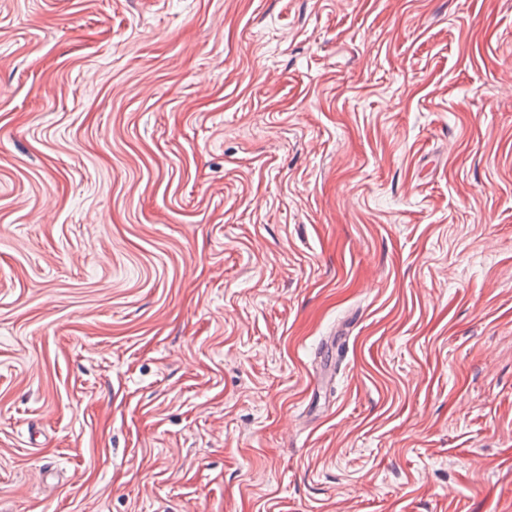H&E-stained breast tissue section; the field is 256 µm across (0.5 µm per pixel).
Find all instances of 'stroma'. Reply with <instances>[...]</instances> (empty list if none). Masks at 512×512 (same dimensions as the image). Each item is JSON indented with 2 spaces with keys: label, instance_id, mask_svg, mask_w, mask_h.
<instances>
[{
  "label": "stroma",
  "instance_id": "35a3bbf8",
  "mask_svg": "<svg viewBox=\"0 0 512 512\" xmlns=\"http://www.w3.org/2000/svg\"><path fill=\"white\" fill-rule=\"evenodd\" d=\"M0 512H512V0H0Z\"/></svg>",
  "mask_w": 512,
  "mask_h": 512
}]
</instances>
